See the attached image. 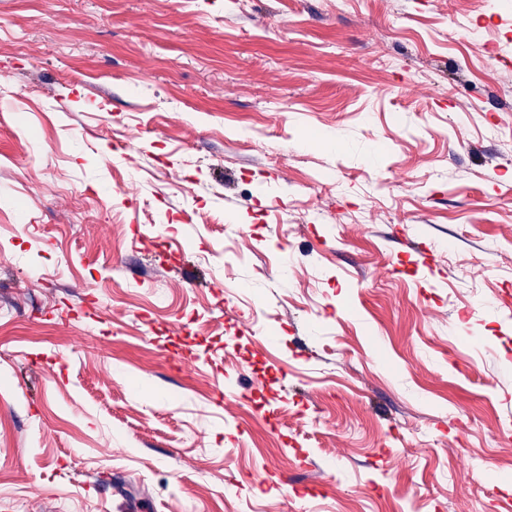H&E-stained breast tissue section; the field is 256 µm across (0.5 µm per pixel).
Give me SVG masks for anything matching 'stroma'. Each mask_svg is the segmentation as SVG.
I'll return each instance as SVG.
<instances>
[{
    "label": "stroma",
    "instance_id": "stroma-1",
    "mask_svg": "<svg viewBox=\"0 0 512 512\" xmlns=\"http://www.w3.org/2000/svg\"><path fill=\"white\" fill-rule=\"evenodd\" d=\"M1 310L0 512H507L512 0H0Z\"/></svg>",
    "mask_w": 512,
    "mask_h": 512
}]
</instances>
